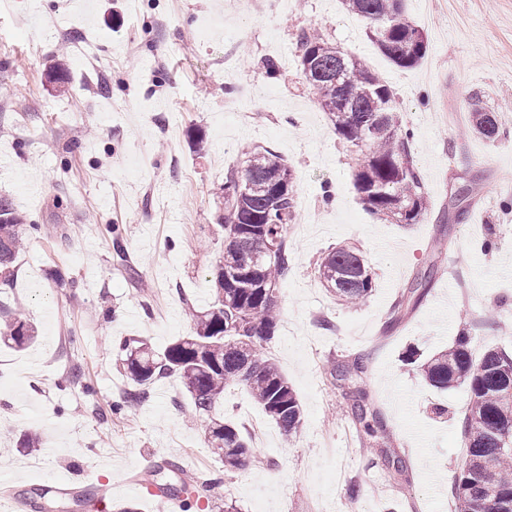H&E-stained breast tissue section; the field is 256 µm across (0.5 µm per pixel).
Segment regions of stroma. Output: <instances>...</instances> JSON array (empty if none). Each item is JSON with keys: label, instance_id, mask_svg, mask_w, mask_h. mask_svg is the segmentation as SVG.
Returning <instances> with one entry per match:
<instances>
[{"label": "stroma", "instance_id": "1", "mask_svg": "<svg viewBox=\"0 0 512 512\" xmlns=\"http://www.w3.org/2000/svg\"><path fill=\"white\" fill-rule=\"evenodd\" d=\"M427 35L416 67L394 66L342 0H10L0 8V194L40 231L14 262L0 302L20 306L38 339L0 342V470L28 512H82L85 474L114 512H158L144 483H173L181 461L196 493L189 512H454L450 488L463 464L466 385L430 387L420 364L460 334L475 353L512 351V0H408ZM314 27L390 85L413 129L412 157L429 199L420 224L367 211L354 186V149L335 132L298 66L297 36ZM279 64L276 73L265 58ZM62 69L65 83L48 72ZM483 94L498 112L497 142L467 133L463 100ZM275 150L297 195L287 226L292 270L277 286L281 311L263 357L288 378L303 411L286 437L244 385L224 390L217 415L248 432L262 420L245 468L225 471L204 445L207 417L177 377L113 415L129 388L116 345L163 350L189 334L188 306L213 300L224 256V172L246 154ZM472 184L469 216L455 221L456 190ZM339 190L337 203L325 191ZM493 226L496 245L479 241ZM120 227L123 254L112 229ZM347 246L376 286L357 304L338 301L316 274ZM436 264L422 302L389 328L393 306L417 271ZM363 357L366 371L336 380L334 365ZM96 388L67 385L72 369ZM365 391L382 426L366 435L350 413ZM43 444L21 452V434ZM223 483L212 485L215 475ZM357 485L349 499L346 489ZM74 488L75 497L53 495Z\"/></svg>", "mask_w": 512, "mask_h": 512}]
</instances>
